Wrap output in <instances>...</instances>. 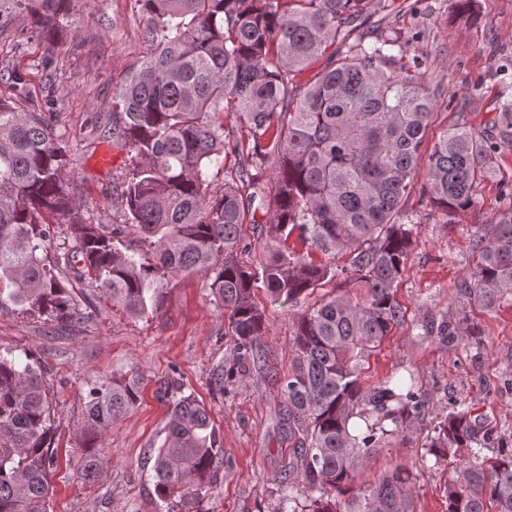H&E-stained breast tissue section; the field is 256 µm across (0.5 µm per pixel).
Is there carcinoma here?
Masks as SVG:
<instances>
[{"mask_svg":"<svg viewBox=\"0 0 512 512\" xmlns=\"http://www.w3.org/2000/svg\"><path fill=\"white\" fill-rule=\"evenodd\" d=\"M71 2L0 0V28L11 11L25 10L50 37ZM370 2L136 0L149 53L113 91L112 122L93 131L127 156L116 186L120 224L84 217L67 179L69 145L40 108H27L19 72L0 74L18 91L0 97V308L76 324L88 313L65 285L74 278L144 315L158 309L162 280L195 270L227 314L225 334L240 358L255 365L265 328L255 289L292 307L328 279L360 289H341L298 314L292 368L275 384L301 465L282 478L288 494L278 512H411L410 470L372 482L362 464L420 415L421 386L409 372L364 392L360 371L405 322L395 288L413 239L401 202L441 93L419 64L403 63L401 30L371 36L349 27ZM323 58L325 66L303 78ZM500 98L493 132L459 112L433 145L424 178L445 216L470 207L495 154L512 147V94ZM226 115L234 126L224 127ZM229 153L240 165L216 190L212 169ZM259 211L266 246L248 268L237 259L249 248L240 227ZM130 226L148 257L127 240ZM295 231L310 251L278 246ZM51 246L60 252L54 262L45 255ZM477 249L460 288L490 309L512 297V215L479 237ZM343 250L349 260L341 268L311 255ZM46 375L29 353L0 348V512H49L57 421ZM179 390H165L169 417L153 466L163 503L200 497L221 456L206 409ZM138 398L135 379L89 385L79 423L83 480L98 478L105 432ZM485 445L465 410L426 436L423 463L467 454L448 480L447 512H512V448L497 449L487 465ZM299 481L321 492L302 507L289 494Z\"/></svg>","mask_w":512,"mask_h":512,"instance_id":"cac0c4a2","label":"carcinoma"}]
</instances>
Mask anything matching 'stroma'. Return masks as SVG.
I'll return each mask as SVG.
<instances>
[{
  "instance_id": "stroma-1",
  "label": "stroma",
  "mask_w": 512,
  "mask_h": 512,
  "mask_svg": "<svg viewBox=\"0 0 512 512\" xmlns=\"http://www.w3.org/2000/svg\"><path fill=\"white\" fill-rule=\"evenodd\" d=\"M389 2L386 23L401 30L408 59L445 90L421 149L426 157L457 112H467L479 130L494 117L503 83L512 82V0H476L470 18L451 0ZM144 26L135 0H73L56 37L40 34L24 12L0 33V68L23 74L32 105L53 97L46 119L70 145L68 177L84 215L98 224L122 220L113 187L126 154L111 141L91 140L90 133L94 123L111 120L114 88L146 56ZM105 154L111 165L101 164ZM496 167V177L477 184L472 206L449 216L432 207L423 178H415L404 203L413 216L414 244L396 288L406 320L370 353L361 372L367 390L410 371L421 384L424 407L407 438H389L364 461L373 479L401 467L415 474L412 512H446V481L457 461L451 457L428 470L420 455L425 436L453 404L468 406L490 432L488 454L512 447V301L487 309L459 289L474 270L477 236L512 211V148L499 152ZM75 297L89 316L70 327L13 305L0 309V346L30 353L48 371L59 422L49 512H156L153 464L168 416L162 389L170 381L206 408L222 448V462L201 498L172 501L170 512H277L278 475L293 454L278 427L284 403L270 375L291 369L295 311L257 290L265 315L260 345L266 362L259 366L239 361L202 275L172 280L160 310L142 316L100 301L83 286ZM461 318L469 336H438L442 323ZM219 371L220 391L212 385ZM101 376L138 378L140 398L108 430V462L96 483L86 486L79 478L84 451L77 425L87 384Z\"/></svg>"
}]
</instances>
